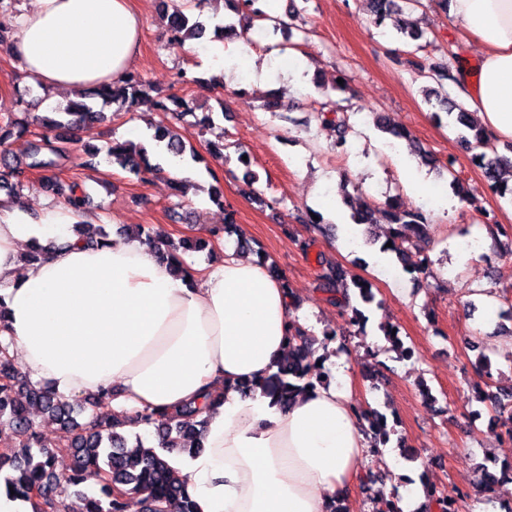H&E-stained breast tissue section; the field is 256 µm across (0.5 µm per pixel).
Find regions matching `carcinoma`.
I'll return each mask as SVG.
<instances>
[{
	"mask_svg": "<svg viewBox=\"0 0 512 512\" xmlns=\"http://www.w3.org/2000/svg\"><path fill=\"white\" fill-rule=\"evenodd\" d=\"M232 5L239 16L237 21L229 18L214 25V33L225 34L236 31V24L244 26L242 33L254 22L262 29L273 31L289 28V23L261 11L253 4L258 0H225ZM204 0H189L173 10L163 9L166 14L168 40L176 45L204 36L207 23L194 10ZM373 21L377 26L385 25L403 12V9L419 4V0H366ZM418 76L435 80L436 86L424 89V102L433 109L446 112L449 121L456 125L462 145L477 151L483 177L488 186L499 197L512 196V187L501 178L500 166L508 158L495 153L492 147L494 137L471 119V113L457 101L448 102V91L444 82L455 83L457 78L450 65L440 63L426 66L421 61L411 62ZM154 87L137 72L128 74L120 85L98 87L76 94L66 106L55 112V117H44L40 126L46 132L24 138L26 125L12 119L0 121V147H7L23 141L26 166L8 163L0 165V188L5 186L11 192L22 189L31 171H51L60 166L66 147L55 144L60 136L50 137L49 131L73 132L80 125L87 126L104 119V112L97 110L88 100L99 98L104 103L119 104V108L132 112L140 100L151 95ZM327 101L320 103L318 119L336 131V147L346 144L349 131L347 115L342 113L339 102L326 95ZM202 106L193 98L169 94L156 102L159 120L149 122L154 129L153 138L166 142V148L176 156H184L186 145L175 129V125L191 117L194 124L203 128L214 124V112L207 109L198 113ZM375 127L383 134L408 142L412 154L421 164L438 167L433 153L414 139L403 126H394L381 114L373 115ZM239 148L233 142L208 141L206 149L211 158L220 162L226 158V151ZM197 158L195 150L188 151ZM108 162L133 172L140 180L147 175L161 171L158 164L151 162L147 151L128 142H112L107 149ZM47 192L59 200L69 203L74 209H85L88 195L82 185L58 176L48 178ZM339 194L342 203L350 210V220L355 225L365 226V242L376 244L379 236L371 235L370 227L377 223L373 208L348 190V182H341ZM383 216L393 232L386 236L392 246L381 245L382 252L394 255L397 262L409 274L423 279L431 277L430 259L418 262L409 260L413 249L425 250L427 242L428 217L419 209H404L391 201L386 204ZM78 229L88 245H97L106 240L102 227L80 224ZM318 266V290L327 296V301L347 312L350 323L365 333L369 317L364 308L375 299L372 285L360 278L347 279L342 266L320 254L316 257ZM385 339L391 344L390 350L398 358L409 359L411 348L404 346L398 335L390 329H382ZM314 340L308 331L297 326L289 337L290 355L275 373L264 382L263 388L279 405H286L297 394L321 382L325 378L317 365ZM38 407L53 418L64 435L55 442H45L30 416V408ZM206 402L185 405L174 411L143 410L134 415L112 413L107 397L97 395L90 401L59 396L48 387L33 383L22 368L5 357L0 360V441L9 446L0 450V475H4L5 487L13 489L14 495L33 502L35 512H68L64 496L79 493L85 475L96 471L101 475L99 495L85 496L84 512H125L127 498L131 494L141 496L143 512H196L195 503L182 479L171 468L167 453L173 450L198 452L202 448L199 439L203 433L205 419L202 417ZM359 414L368 423L365 434L369 439L371 452L390 442L393 431L388 429L386 416L376 409L361 408ZM129 424H144L155 429L158 447L145 448L141 437L132 439L123 432ZM68 458L70 464L58 467V461ZM425 497L431 512H455V499L437 484L422 481Z\"/></svg>",
	"mask_w": 512,
	"mask_h": 512,
	"instance_id": "carcinoma-1",
	"label": "carcinoma"
}]
</instances>
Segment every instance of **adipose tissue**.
<instances>
[{"instance_id": "obj_1", "label": "adipose tissue", "mask_w": 512, "mask_h": 512, "mask_svg": "<svg viewBox=\"0 0 512 512\" xmlns=\"http://www.w3.org/2000/svg\"><path fill=\"white\" fill-rule=\"evenodd\" d=\"M448 16L480 46L461 67L471 112L512 139V0H448ZM140 24L132 0H34L0 49L44 92L114 85L137 66ZM96 220L0 197L1 334L28 377L66 397L111 395L116 411L211 396L202 450L169 456L196 512H331L368 448L349 363L328 357L333 380L284 408L241 394L276 372L297 318L267 262L228 247L178 274L155 244L73 235Z\"/></svg>"}]
</instances>
